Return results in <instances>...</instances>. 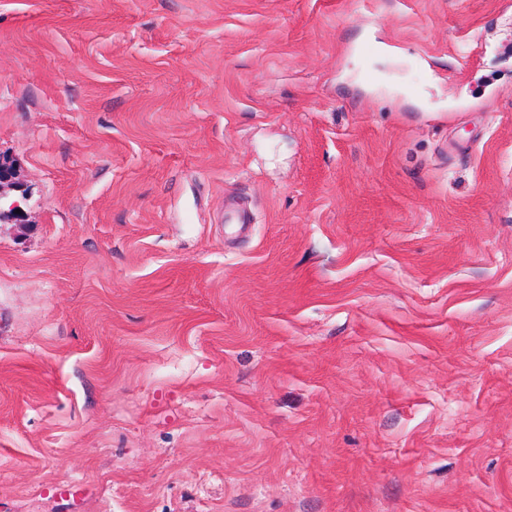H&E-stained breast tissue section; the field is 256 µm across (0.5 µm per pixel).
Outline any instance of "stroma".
<instances>
[{"mask_svg":"<svg viewBox=\"0 0 512 512\" xmlns=\"http://www.w3.org/2000/svg\"><path fill=\"white\" fill-rule=\"evenodd\" d=\"M0 512H512V0H0ZM13 170L4 164V162L0 161V222H2L5 218H11L19 224H23L25 222V211L22 207L21 200L15 199L10 202H3L5 199L4 195V187L15 184V176ZM16 209L21 210V214L15 213Z\"/></svg>","mask_w":512,"mask_h":512,"instance_id":"1","label":"stroma"}]
</instances>
